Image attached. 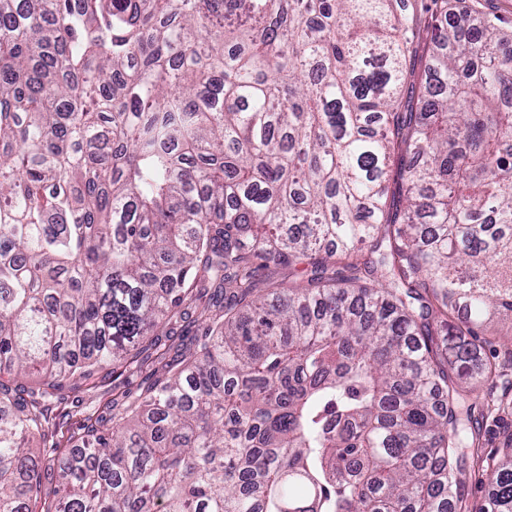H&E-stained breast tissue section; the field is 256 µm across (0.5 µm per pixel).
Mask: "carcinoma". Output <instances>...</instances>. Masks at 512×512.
Here are the masks:
<instances>
[{
  "instance_id": "obj_1",
  "label": "carcinoma",
  "mask_w": 512,
  "mask_h": 512,
  "mask_svg": "<svg viewBox=\"0 0 512 512\" xmlns=\"http://www.w3.org/2000/svg\"><path fill=\"white\" fill-rule=\"evenodd\" d=\"M299 256L304 284L256 287L255 261ZM197 295L220 315L168 377L112 399L111 428L86 418L83 447H32L66 382L144 365ZM501 312L504 20L0 0V512H462L469 384L496 376L478 329ZM482 477L512 512V438Z\"/></svg>"
}]
</instances>
